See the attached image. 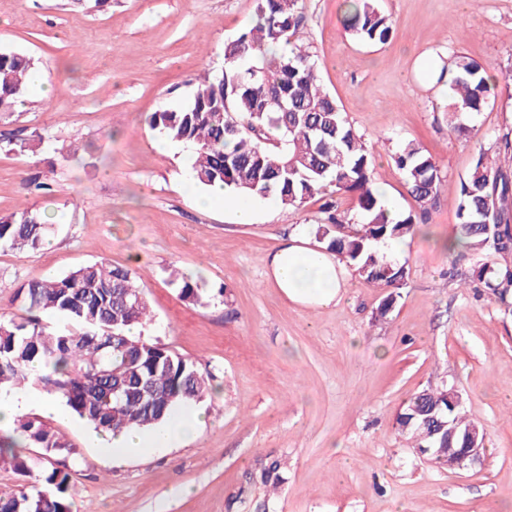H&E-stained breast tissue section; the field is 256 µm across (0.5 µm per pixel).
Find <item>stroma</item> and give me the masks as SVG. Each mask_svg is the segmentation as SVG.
<instances>
[{"label":"stroma","instance_id":"obj_1","mask_svg":"<svg viewBox=\"0 0 512 512\" xmlns=\"http://www.w3.org/2000/svg\"><path fill=\"white\" fill-rule=\"evenodd\" d=\"M389 41L368 45L343 25L344 0H305L300 30L320 78L374 145L373 178L388 205L415 209L391 156L417 143L442 173L439 204L400 243L410 275L392 311L385 289L348 270L327 306L277 287L271 256L290 239L318 247L323 196L299 209L254 203L251 223L187 189L192 152L151 130L146 116L185 104L224 42L248 27L255 0H0V50L32 56L54 86L0 112V218L48 211L42 249L0 250V320L27 282L103 260L131 270L150 302L144 338L197 362L211 378L197 435L112 458L93 425L62 409L31 417L64 435L73 512H512V312L469 281L502 256L444 251L458 234L454 202L474 143L495 149L512 132V90L474 120L469 139L448 127L442 65L463 57L488 74L512 70V0H378ZM42 134L34 151L14 142ZM49 183L43 195L32 181ZM181 273L209 300L183 299ZM452 386L486 435L470 468L416 453L395 423L412 394ZM280 462L282 483L259 476Z\"/></svg>","mask_w":512,"mask_h":512}]
</instances>
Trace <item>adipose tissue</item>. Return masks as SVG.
Segmentation results:
<instances>
[{"label": "adipose tissue", "mask_w": 512, "mask_h": 512, "mask_svg": "<svg viewBox=\"0 0 512 512\" xmlns=\"http://www.w3.org/2000/svg\"><path fill=\"white\" fill-rule=\"evenodd\" d=\"M271 266L278 288L302 302L328 305L339 299L342 288L347 285L346 273L339 260L295 241L273 255ZM203 422V414L188 407L158 427L108 432L98 437L97 443L116 457L145 448H166L174 441L195 434Z\"/></svg>", "instance_id": "ef3b65f1"}]
</instances>
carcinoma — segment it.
<instances>
[{
	"label": "carcinoma",
	"instance_id": "carcinoma-1",
	"mask_svg": "<svg viewBox=\"0 0 512 512\" xmlns=\"http://www.w3.org/2000/svg\"><path fill=\"white\" fill-rule=\"evenodd\" d=\"M344 26L359 41L384 44L393 21L377 0H344ZM304 0H255L250 27L224 43V68L207 71L191 99L178 109L150 113L149 127L192 150L194 182L216 184L230 197H273L291 208L327 192L350 197L355 214L323 204L316 238L325 249L354 267L368 283L390 292L377 317L385 318L400 298L409 268L391 261L384 247L415 234L428 208L440 199L442 176L432 155L415 143L403 144L394 162L403 171L407 193L419 211L391 218L371 178L374 152L324 88L311 46L301 42ZM34 59L0 50V112H11L25 96ZM496 78L475 61L455 62L449 83L448 125L468 129L495 96ZM281 99L287 110L271 105ZM500 157L481 151L461 181L455 215L465 245L499 255L512 253V141L503 137ZM54 227L45 214L25 209L0 218V248L38 250ZM476 278L501 303L512 297V269L481 267ZM180 293L207 304L206 294L187 278ZM22 321L0 322V393L37 388L61 399L79 418L112 432L149 428L165 422L182 403L201 402L211 390L197 363L128 334L151 320L145 293L129 269L104 261L22 285L16 295ZM44 313L62 316L67 326L42 322ZM121 384L120 396L112 386ZM415 449L439 464L448 449L465 447L474 423L448 400V388L415 393L396 418ZM33 445L52 465L44 487L0 495V512H72L69 473L57 456L74 449L36 417L18 416L12 434L0 435V463L30 472L16 449Z\"/></svg>",
	"mask_w": 512,
	"mask_h": 512
}]
</instances>
